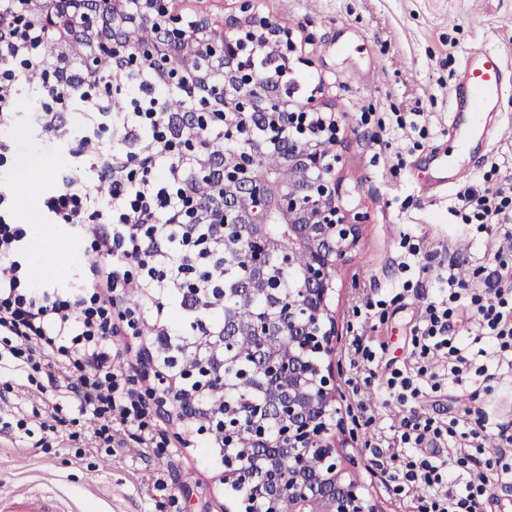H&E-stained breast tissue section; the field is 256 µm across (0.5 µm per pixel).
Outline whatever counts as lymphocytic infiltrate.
Here are the masks:
<instances>
[{
  "instance_id": "obj_1",
  "label": "lymphocytic infiltrate",
  "mask_w": 512,
  "mask_h": 512,
  "mask_svg": "<svg viewBox=\"0 0 512 512\" xmlns=\"http://www.w3.org/2000/svg\"><path fill=\"white\" fill-rule=\"evenodd\" d=\"M39 43L33 31L0 39V127L14 120L26 91L38 104L41 132L66 148L75 170L60 176L44 206L90 241L78 254L89 285L56 288L28 277L26 232L12 221L11 192L0 189V363L13 361L20 374L44 369L47 416L57 418L65 403L89 415L93 447H112L116 432L128 431L148 448L168 422L195 433L207 463L219 464L224 438L204 420L220 411L224 395L183 374L206 337L214 339L210 358L224 360V227L186 220L194 203L188 173L196 161L174 153L169 117L148 70L121 111L83 96L82 125L74 127L64 113L72 102L65 87L49 83L32 58ZM104 127L111 132L107 143L99 138ZM453 214L481 233L507 231L512 186L465 189ZM133 264L141 270L136 279ZM434 281L404 368L379 372L375 350L355 346L362 385L374 392L360 408L371 424L378 405L404 406L398 426L383 437L389 454L375 463L398 494L426 487L415 512H485V504L498 502L494 486L512 483V425L479 430L469 422L470 408L438 420L421 416L417 404L442 386L459 389L468 374L512 370V263L496 259L481 288L451 273ZM133 285L139 302L131 306L125 290ZM463 313L469 333L453 335L450 320ZM147 347L151 366L124 367L125 355ZM186 397L196 415L184 421L177 407Z\"/></svg>"
}]
</instances>
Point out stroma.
Instances as JSON below:
<instances>
[{"instance_id":"35a3bbf8","label":"stroma","mask_w":512,"mask_h":512,"mask_svg":"<svg viewBox=\"0 0 512 512\" xmlns=\"http://www.w3.org/2000/svg\"><path fill=\"white\" fill-rule=\"evenodd\" d=\"M258 12L288 28L296 60L290 75L297 104L314 102L339 123L342 155L339 174L343 204L366 212L360 241L338 270L331 308L336 316L335 360L344 378L353 377L355 337L384 343L383 362L401 365L413 346L414 328L433 290L430 280L400 265L403 237L419 241L423 261L433 269L466 273L493 262L496 250L512 253V240L477 233L449 215L457 191L481 189L512 178V74L495 111L483 117L484 132L471 133L465 110L454 98H466L463 75L471 53L496 49L512 65V0H255ZM405 120L397 131V150H380L384 123ZM13 159L29 163L27 174L39 197L56 187L67 170L66 150L26 120L7 131ZM467 169L462 181L453 168ZM31 220L52 224L46 244L28 240L27 263H49L56 273L49 284L80 288L84 274L68 226L36 205ZM466 249H459V242ZM410 282L388 308L384 321L368 324L353 314L368 297ZM46 376L17 375L0 368V497L39 488L77 503L81 512H224L225 498L215 471L199 449L169 439L163 455L142 448L89 447L88 420L63 408L59 433L41 429L46 419L40 392ZM338 402L344 423L343 452L354 465L377 512H407L373 464L368 436L354 424L356 399L344 386ZM163 474L165 490L153 487Z\"/></svg>"}]
</instances>
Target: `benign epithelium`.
<instances>
[{
    "instance_id": "obj_1",
    "label": "benign epithelium",
    "mask_w": 512,
    "mask_h": 512,
    "mask_svg": "<svg viewBox=\"0 0 512 512\" xmlns=\"http://www.w3.org/2000/svg\"><path fill=\"white\" fill-rule=\"evenodd\" d=\"M171 0H112L113 64L123 69H147L167 76L174 47L180 69L190 75L206 58H224V104L212 119L224 122V151L215 153L204 136L189 139L203 155L200 169L218 181L223 203L216 209L199 205L224 225V259L247 253L246 278L232 292L247 301L254 285L263 286L264 308L243 318L224 307V366L198 363L208 388H224V371L236 363L231 339L248 331L259 339L288 337V356L259 348L253 355L254 377L262 394L253 423L246 425L239 409L224 402V410L208 418L224 433L222 482L248 475V497L263 504L262 512H376L363 487L342 466L335 441L339 423L333 416L340 373L324 358L336 350V319L330 308L338 268L356 248L367 214L342 205L345 194L336 172L341 156L336 121L321 116L311 103L297 106L289 99L288 60L293 51L288 33L268 18L249 12L231 19L224 39L205 37L212 25L206 14L196 20L198 34L175 27ZM149 19L144 44L125 46V19ZM266 52L269 69L259 75L252 60ZM266 154L281 157L282 167L262 180L252 171ZM303 252L307 266L294 271L293 257ZM295 272L293 287L280 288ZM317 441L323 467L310 469L300 452Z\"/></svg>"
}]
</instances>
